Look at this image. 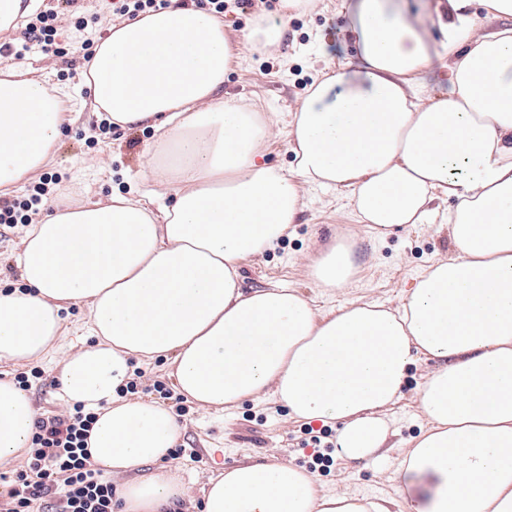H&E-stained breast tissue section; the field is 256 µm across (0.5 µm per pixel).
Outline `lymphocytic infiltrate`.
I'll list each match as a JSON object with an SVG mask.
<instances>
[{"mask_svg": "<svg viewBox=\"0 0 512 512\" xmlns=\"http://www.w3.org/2000/svg\"><path fill=\"white\" fill-rule=\"evenodd\" d=\"M174 1L183 7L202 2L216 14L255 6L254 0H112V15L132 20ZM92 423V415L78 405L68 414L36 419L26 464L12 473L11 500L0 512H33L34 504L47 497L55 499L56 512H113L116 490L94 469L85 450Z\"/></svg>", "mask_w": 512, "mask_h": 512, "instance_id": "lymphocytic-infiltrate-1", "label": "lymphocytic infiltrate"}]
</instances>
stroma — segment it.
<instances>
[{"label":"stroma","instance_id":"obj_1","mask_svg":"<svg viewBox=\"0 0 512 512\" xmlns=\"http://www.w3.org/2000/svg\"><path fill=\"white\" fill-rule=\"evenodd\" d=\"M278 11L279 0H260L252 14H226L224 30L239 61L217 95L257 106L266 119V160L276 170L290 173L296 164L288 134L294 112L311 84L350 61L354 49L343 0H309L304 9L290 14L278 42L254 49L247 39L250 28L260 20L275 18ZM110 28L105 22L80 31L73 22H63L59 36L63 54L47 56L34 51L21 61L7 59L6 64L42 80L47 87L67 91L61 104L67 121L44 167V172L60 178L66 191L50 193L48 202L105 205L113 196L122 195L159 212L172 204L173 194L157 177L146 175L145 169L162 130L150 123L132 129L116 127L94 143L81 134L92 118V94L82 81L84 48L86 43L104 39ZM300 192L301 210L287 235L273 248L241 261L243 288H263L279 279L288 280L321 315L351 301L393 310L431 267L455 256L448 234L452 207L448 199L433 201L423 223L380 236L359 222L346 193L305 181ZM25 232L22 225L0 227V291L24 285L15 257ZM334 240L354 244L359 265L343 288L324 287L312 274L319 247ZM436 368V361L424 356L410 366L397 402L386 411L389 436L375 457L338 458L324 470L313 468L312 451L303 445L305 421L291 415L273 395L221 411L191 406L189 414L179 419L181 435L176 445L183 449L203 445L207 452L195 458L171 456L166 461L188 489L187 497L179 502L180 512H201L204 490L223 466L267 462L310 470L319 493L378 501L389 512H411L408 496L399 490V475L413 439L429 427L418 406L417 390ZM22 371L32 376L27 393L37 415L65 414L68 406L58 395L53 362L0 363L1 379L15 378Z\"/></svg>","mask_w":512,"mask_h":512}]
</instances>
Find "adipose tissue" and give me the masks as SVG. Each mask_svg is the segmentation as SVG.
<instances>
[{
  "instance_id": "1",
  "label": "adipose tissue",
  "mask_w": 512,
  "mask_h": 512,
  "mask_svg": "<svg viewBox=\"0 0 512 512\" xmlns=\"http://www.w3.org/2000/svg\"><path fill=\"white\" fill-rule=\"evenodd\" d=\"M432 40L407 0H349L352 64L312 84L291 135L294 173L261 163L265 122L254 106L217 98L238 62L221 18L198 9L147 11L114 25L86 71L110 123L165 131L149 171L174 202L154 214L127 197L61 203L31 225L16 258L25 289L0 293V363L51 359L61 399L94 414L92 464L138 476L120 512H164L185 497L161 467L181 434L151 399L124 398L133 361H172L180 395L221 410L274 393L304 421L337 425L336 448L365 459L382 448L381 415L416 355L438 361L418 392L431 423L400 475L412 512H512V0H447ZM506 27L473 37L481 16ZM446 92L412 100L441 54ZM59 93L20 72L0 78V194L39 169L61 134ZM345 190L360 222L385 233L454 200L456 255L436 264L391 311L350 302L326 316L287 282L244 290L238 265L273 246L300 209V181ZM357 271L351 245L314 263L325 287ZM89 311L93 343L60 340L69 305ZM35 408L0 379V463L32 446ZM203 512H389L319 494L303 470L232 465Z\"/></svg>"
}]
</instances>
